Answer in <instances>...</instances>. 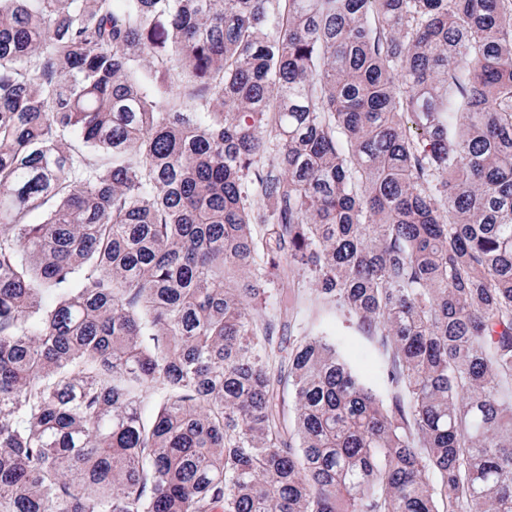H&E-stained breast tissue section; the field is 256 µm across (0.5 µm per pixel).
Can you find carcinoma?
Masks as SVG:
<instances>
[{
    "label": "carcinoma",
    "instance_id": "cac0c4a2",
    "mask_svg": "<svg viewBox=\"0 0 512 512\" xmlns=\"http://www.w3.org/2000/svg\"><path fill=\"white\" fill-rule=\"evenodd\" d=\"M0 512H512V0H0ZM297 321H292L290 331H286L284 339L288 342L297 335L299 327L311 331H325L336 336L341 342V350L349 362L367 380L382 382L379 357L372 341L359 328L355 320L339 310L325 309L310 300L302 298L295 305Z\"/></svg>",
    "mask_w": 512,
    "mask_h": 512
}]
</instances>
